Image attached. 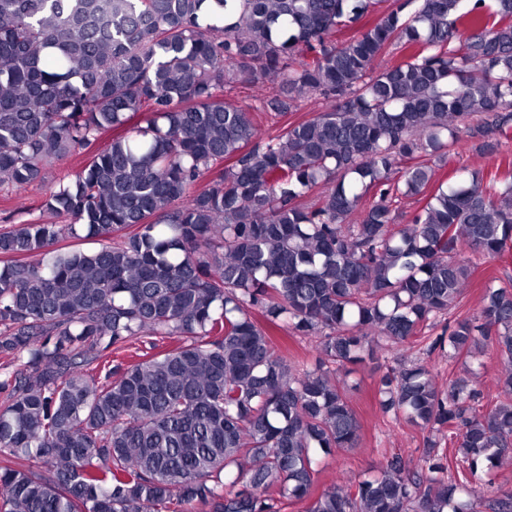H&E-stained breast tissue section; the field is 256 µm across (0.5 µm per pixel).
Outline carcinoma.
I'll list each match as a JSON object with an SVG mask.
<instances>
[{"label":"carcinoma","mask_w":512,"mask_h":512,"mask_svg":"<svg viewBox=\"0 0 512 512\" xmlns=\"http://www.w3.org/2000/svg\"><path fill=\"white\" fill-rule=\"evenodd\" d=\"M378 2L0 0V188L123 129L49 187L40 212L65 223L0 226V512H512L477 490L512 452V284L426 348L493 349L502 399L478 414L466 381L390 366L379 404L428 432L421 466L312 492L320 456L360 444L348 366L437 325L463 251L512 249V176L434 188L424 160L512 138V0H397L338 38ZM259 77L267 104L224 102ZM308 94L330 107L258 135L266 107ZM277 322L319 338L314 366L274 344ZM137 342L153 353L112 359Z\"/></svg>","instance_id":"obj_1"}]
</instances>
